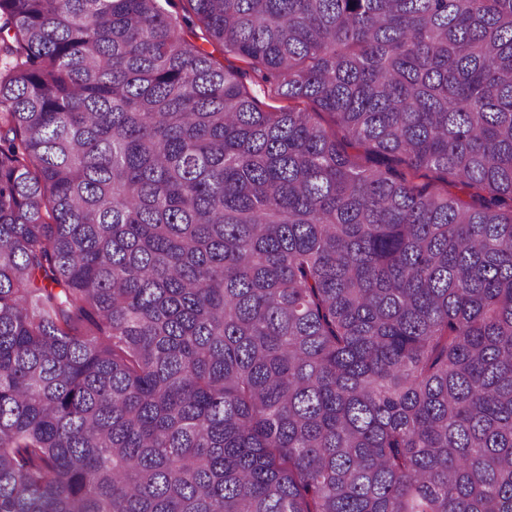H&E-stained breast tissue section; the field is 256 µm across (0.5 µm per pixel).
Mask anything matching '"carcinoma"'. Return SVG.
<instances>
[{"label":"carcinoma","mask_w":512,"mask_h":512,"mask_svg":"<svg viewBox=\"0 0 512 512\" xmlns=\"http://www.w3.org/2000/svg\"><path fill=\"white\" fill-rule=\"evenodd\" d=\"M188 2L0 0V512H512V0Z\"/></svg>","instance_id":"cac0c4a2"}]
</instances>
